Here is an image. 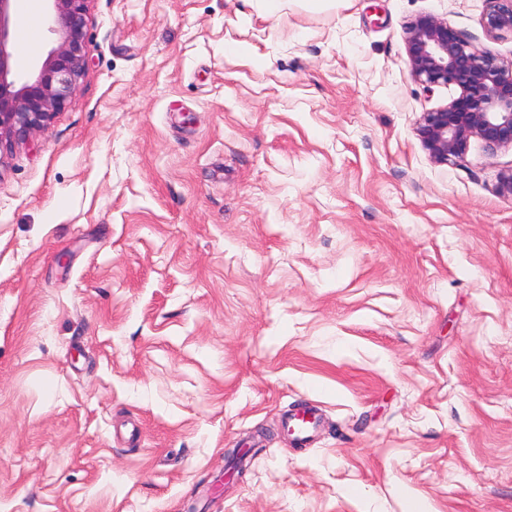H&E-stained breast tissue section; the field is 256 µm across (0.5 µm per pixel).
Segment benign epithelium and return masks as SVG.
<instances>
[{
	"label": "benign epithelium",
	"mask_w": 512,
	"mask_h": 512,
	"mask_svg": "<svg viewBox=\"0 0 512 512\" xmlns=\"http://www.w3.org/2000/svg\"><path fill=\"white\" fill-rule=\"evenodd\" d=\"M13 2L0 0V154L28 140L65 109L87 58L91 0H44L53 46L31 65L29 78L18 80ZM486 2L482 24L487 34H512V0ZM405 48L414 80L460 89L447 105L424 113L416 127L431 160L446 164L462 157L473 138L492 156L512 149V62L474 51L453 25L434 14H421L408 23Z\"/></svg>",
	"instance_id": "obj_1"
}]
</instances>
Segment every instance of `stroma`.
<instances>
[{"label": "stroma", "instance_id": "1", "mask_svg": "<svg viewBox=\"0 0 512 512\" xmlns=\"http://www.w3.org/2000/svg\"><path fill=\"white\" fill-rule=\"evenodd\" d=\"M485 9L93 0L0 156V512H512V149L432 161L405 50Z\"/></svg>", "mask_w": 512, "mask_h": 512}]
</instances>
